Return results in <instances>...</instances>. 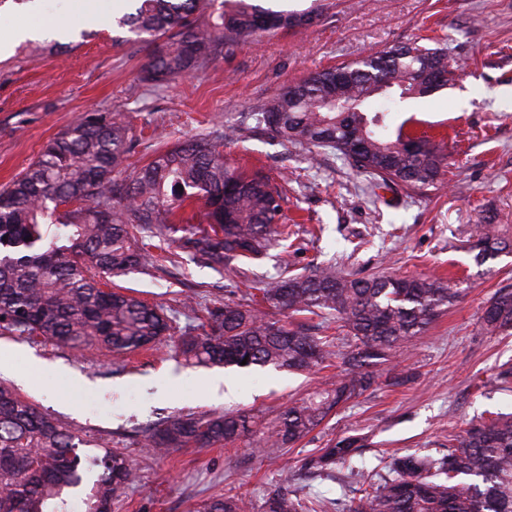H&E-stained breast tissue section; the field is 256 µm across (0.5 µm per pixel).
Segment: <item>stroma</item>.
<instances>
[{
  "label": "stroma",
  "mask_w": 512,
  "mask_h": 512,
  "mask_svg": "<svg viewBox=\"0 0 512 512\" xmlns=\"http://www.w3.org/2000/svg\"><path fill=\"white\" fill-rule=\"evenodd\" d=\"M100 0H0V32L57 24L55 37L12 42L0 51V189L56 134L86 112L121 114L133 135L127 163L139 167L158 150L192 136L237 127L230 162L261 172L286 195L293 249L273 246L247 275L218 273L183 259L116 284L160 305L174 328L192 321L181 301H243L281 264L302 273L338 261L360 276H437L461 294L417 339L375 366V383L335 410L279 457H262L256 438L227 448H177L153 456L144 433L173 412L240 411L271 418L339 374L270 367H195L173 345L119 362L97 350L80 354L25 336L0 335V382L85 439H106L134 461L136 480L112 512H197L231 492L261 507L282 486L329 501L355 495L361 477L387 472L390 455L446 453L449 434L470 420L512 413V335H486L481 316L495 292L512 289V253L479 265L471 250L479 225L512 237V0H253L273 11H318L310 26L278 29L258 46L219 45L194 77L155 89L140 78L150 53L113 23ZM423 39L445 48L456 79L432 95L399 104L391 128L445 146L447 166L435 188L410 197L401 188L371 192L367 177L329 151L284 147L255 126L260 110L310 71L359 61ZM221 378L232 400L215 392ZM354 438L347 465L324 474L302 470L328 440Z\"/></svg>",
  "instance_id": "stroma-1"
}]
</instances>
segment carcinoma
<instances>
[{"label":"carcinoma","instance_id":"carcinoma-1","mask_svg":"<svg viewBox=\"0 0 512 512\" xmlns=\"http://www.w3.org/2000/svg\"><path fill=\"white\" fill-rule=\"evenodd\" d=\"M121 27L151 45L167 37L143 68V80L161 86L194 74L217 44H256L271 29L312 23L314 15L274 13L249 0L217 8V22L192 18L200 0H133ZM455 76L442 48L413 41L366 59L310 73L252 114L255 128L281 144L334 150L376 189L400 186L423 193L439 179L446 154L440 143L389 132L391 108L373 109L383 97L393 105L431 95ZM236 140L227 127L157 153L129 182L115 173L132 148L129 125L110 114L88 112L42 148L37 159L0 190V333L36 338L82 353L101 350L128 360L150 349L171 330L159 306L107 277L163 269L188 254L220 270L258 260L274 243L296 235L281 223L284 197L259 174L228 163L220 147ZM204 208L176 216L188 200ZM171 248L152 252L155 238ZM512 243L490 227L471 249L482 265ZM261 301L290 316H316L323 331H342L350 350L341 355L336 337L311 334L303 320H273L256 307L227 303L187 308L198 324L180 336L176 351L196 366L265 367L312 371L342 357L335 381L283 407L267 426L242 412L174 413L145 436L162 455L173 448L233 446L259 435L263 454L306 438L335 408L371 385L370 368L422 335L456 301L458 290L432 277H358L332 262L306 274H281L260 289ZM483 330L512 329V290L500 291L481 317ZM247 363H242V360ZM63 423L0 383V512H112L117 494L134 479V463L103 446L92 461ZM354 441H336L302 466L323 470L346 460ZM389 474L370 481L347 512H512V413H492L448 436L441 456H393ZM331 502L286 488L269 495L264 512H331ZM197 512H249L239 496L214 497Z\"/></svg>","mask_w":512,"mask_h":512}]
</instances>
